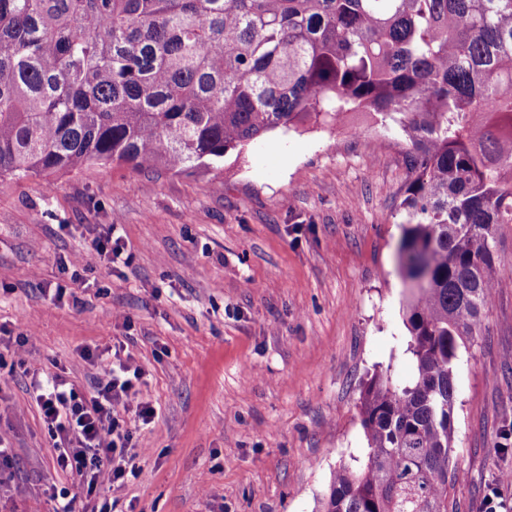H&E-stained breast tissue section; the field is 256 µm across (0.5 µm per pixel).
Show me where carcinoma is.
<instances>
[{
  "label": "carcinoma",
  "instance_id": "carcinoma-1",
  "mask_svg": "<svg viewBox=\"0 0 512 512\" xmlns=\"http://www.w3.org/2000/svg\"><path fill=\"white\" fill-rule=\"evenodd\" d=\"M356 111L406 144L416 375L366 385L367 463L333 472L321 512H448L458 350L512 224V0H0V178L208 174Z\"/></svg>",
  "mask_w": 512,
  "mask_h": 512
}]
</instances>
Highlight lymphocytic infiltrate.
I'll return each instance as SVG.
<instances>
[{
	"label": "lymphocytic infiltrate",
	"instance_id": "lymphocytic-infiltrate-1",
	"mask_svg": "<svg viewBox=\"0 0 512 512\" xmlns=\"http://www.w3.org/2000/svg\"><path fill=\"white\" fill-rule=\"evenodd\" d=\"M98 371L91 394L77 391L61 375L33 374L31 387L56 450L55 464L64 473L83 477L86 493L119 492L127 476L143 470L126 454L134 426L153 423L157 411L139 400L141 365L122 344L99 352L82 349Z\"/></svg>",
	"mask_w": 512,
	"mask_h": 512
}]
</instances>
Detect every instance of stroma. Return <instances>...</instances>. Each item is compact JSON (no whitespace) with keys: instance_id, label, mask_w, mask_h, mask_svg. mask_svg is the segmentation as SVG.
Segmentation results:
<instances>
[{"instance_id":"stroma-1","label":"stroma","mask_w":512,"mask_h":512,"mask_svg":"<svg viewBox=\"0 0 512 512\" xmlns=\"http://www.w3.org/2000/svg\"><path fill=\"white\" fill-rule=\"evenodd\" d=\"M405 151L396 125L355 113L268 132L215 176L114 164L0 179V325L29 334L24 360L84 393L96 369L80 349L117 340L146 371L158 416L134 433L144 473L120 512H318L336 468L365 465L362 390L415 372L395 261ZM112 224L127 263L91 246ZM496 248L501 285L456 361L450 462L464 478L449 512H480L512 472V224ZM73 256L76 282L61 270ZM30 384L0 370L14 458L0 512H51L52 487L79 482L55 469ZM501 492L511 500L512 483Z\"/></svg>"}]
</instances>
